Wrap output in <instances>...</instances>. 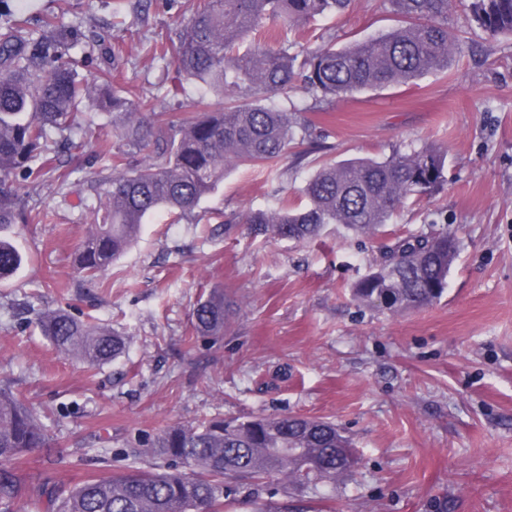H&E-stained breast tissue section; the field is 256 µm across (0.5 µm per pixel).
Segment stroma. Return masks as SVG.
<instances>
[{
    "label": "stroma",
    "mask_w": 512,
    "mask_h": 512,
    "mask_svg": "<svg viewBox=\"0 0 512 512\" xmlns=\"http://www.w3.org/2000/svg\"><path fill=\"white\" fill-rule=\"evenodd\" d=\"M13 2L81 24L84 77L116 55L114 79L136 95L174 115L203 107L195 84L171 96L174 59L147 46L173 38L196 0H126L118 17L113 0ZM450 23L462 50L447 72L318 104L290 88L301 119L329 131L324 148L264 171L228 169L194 219L150 217L101 285L79 284L74 259L90 230L94 158L119 141L111 116L77 112L79 134L26 189L37 215L12 230L26 261L0 282V386L47 412L52 438L14 464L19 512H48L42 485L125 471L131 450L166 426L267 415L332 422L361 459L325 500L296 487L278 495L288 512H512V37H489L460 11ZM395 25L382 0H351L296 38L342 45ZM410 142L447 150L448 182L407 203L385 236L331 224L321 241L299 243L240 221L296 193L323 163L381 159ZM214 211L224 223L209 222ZM442 229L459 252L439 301L392 314L353 298L385 240ZM218 284L230 325L218 339L196 335L193 309ZM46 308L111 326L128 337L125 354L92 369L59 353L38 326Z\"/></svg>",
    "instance_id": "stroma-1"
}]
</instances>
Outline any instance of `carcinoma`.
I'll return each instance as SVG.
<instances>
[{
    "label": "carcinoma",
    "instance_id": "cac0c4a2",
    "mask_svg": "<svg viewBox=\"0 0 512 512\" xmlns=\"http://www.w3.org/2000/svg\"><path fill=\"white\" fill-rule=\"evenodd\" d=\"M349 0H198L195 10L160 55L172 53L177 77L172 94L196 81L211 95L202 112L174 116L152 100L100 71L89 83L70 49L82 38L79 26L39 17L15 21L0 39V281L10 279L24 256L8 230L32 219L17 179L37 182L58 140H72L73 117L91 101L121 119L123 145L147 150L136 169L124 167L125 151L102 157L108 175L90 186L96 203L87 207L93 224L78 250L82 281L101 282L135 241L142 224L164 211L170 223L189 219L224 180L234 163L271 167L293 150L295 159L309 126L295 104L277 97L298 84L316 101L408 85L448 71L456 36L448 27L454 0H384L398 25L376 37L336 47L329 40L311 49L289 37L293 27L341 14ZM476 26L489 36H512V0H460ZM152 115L147 123L143 113ZM447 152L440 146L400 145L383 159L326 164L301 190L305 202L279 199L245 223L258 234L305 242L338 224L353 236H377L403 204L435 192L447 182ZM458 252L455 235L412 234L386 247L381 260L353 286L360 302L390 313L440 299ZM229 317L224 289L199 300L192 328L220 337ZM44 336L66 355L96 368L118 358L126 338L109 327L47 308L38 315ZM349 440L331 422L296 416L205 419L161 430L132 457H151L149 469L90 476L48 500L50 512H225L243 487L256 512H277L270 499L290 486L320 494L359 465L351 456L336 462V447ZM51 439L39 415L11 388H0V505L8 512L23 496L13 464Z\"/></svg>",
    "mask_w": 512,
    "mask_h": 512
}]
</instances>
